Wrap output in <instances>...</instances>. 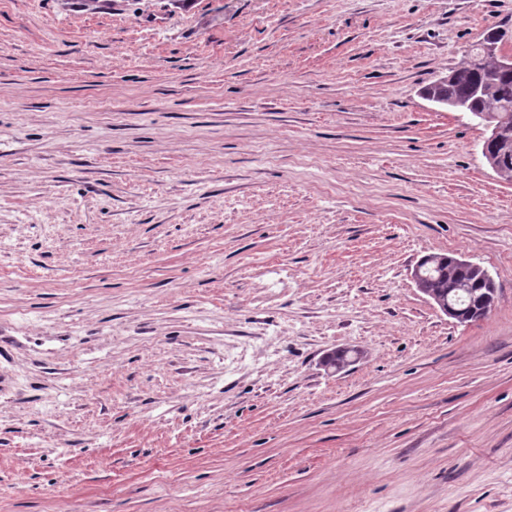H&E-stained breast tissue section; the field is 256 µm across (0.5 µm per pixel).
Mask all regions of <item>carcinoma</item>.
<instances>
[{
  "mask_svg": "<svg viewBox=\"0 0 512 512\" xmlns=\"http://www.w3.org/2000/svg\"><path fill=\"white\" fill-rule=\"evenodd\" d=\"M494 63L480 55V49L473 48L472 53L459 68L448 75L446 93L458 101L466 103V112H494L502 122L506 136L512 138V72L500 73L493 84L487 86V92L480 94L475 89L484 84ZM428 279L425 287L441 297H448V290L459 291L451 297L455 305L472 314L471 321L478 317L475 312L487 305H493L496 296L472 276L469 269L453 261L451 256L427 255L424 259Z\"/></svg>",
  "mask_w": 512,
  "mask_h": 512,
  "instance_id": "cac0c4a2",
  "label": "carcinoma"
}]
</instances>
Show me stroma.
<instances>
[{"mask_svg": "<svg viewBox=\"0 0 512 512\" xmlns=\"http://www.w3.org/2000/svg\"><path fill=\"white\" fill-rule=\"evenodd\" d=\"M497 27L0 0V512H512V184L422 94ZM430 254L488 269L487 318ZM424 259L426 274L422 263L419 262L411 273V279L417 286L420 282L426 280L425 288H429L441 297L448 299H438L439 309L449 318L457 321L458 310L449 300L448 289L454 292L460 289L459 294L452 296L451 300L458 308L463 309V313H472V318L465 322L478 321L475 312L484 306L490 305L485 309L481 320L488 317L494 308L496 296L492 295L483 284L473 277L468 268H464L454 263L456 257L447 255H427ZM446 258V259H445Z\"/></svg>", "mask_w": 512, "mask_h": 512, "instance_id": "1", "label": "stroma"}]
</instances>
